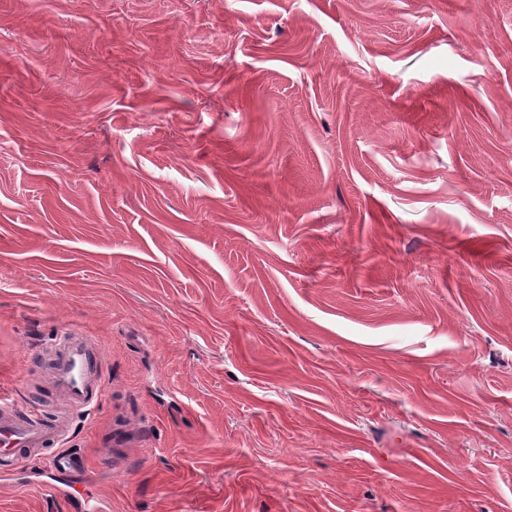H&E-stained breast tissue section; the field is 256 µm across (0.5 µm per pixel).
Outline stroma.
<instances>
[{"mask_svg":"<svg viewBox=\"0 0 512 512\" xmlns=\"http://www.w3.org/2000/svg\"><path fill=\"white\" fill-rule=\"evenodd\" d=\"M66 325L98 512H512V0H0V392Z\"/></svg>","mask_w":512,"mask_h":512,"instance_id":"35a3bbf8","label":"stroma"}]
</instances>
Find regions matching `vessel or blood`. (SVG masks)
Returning <instances> with one entry per match:
<instances>
[{
    "label": "vessel or blood",
    "mask_w": 512,
    "mask_h": 512,
    "mask_svg": "<svg viewBox=\"0 0 512 512\" xmlns=\"http://www.w3.org/2000/svg\"><path fill=\"white\" fill-rule=\"evenodd\" d=\"M56 402L53 419H44L39 403H20L0 396V474L9 475L17 463L47 451L49 472L64 477L72 466L66 442L77 415L90 412L104 391L100 347L94 337L67 326L46 349Z\"/></svg>",
    "instance_id": "vessel-or-blood-1"
}]
</instances>
